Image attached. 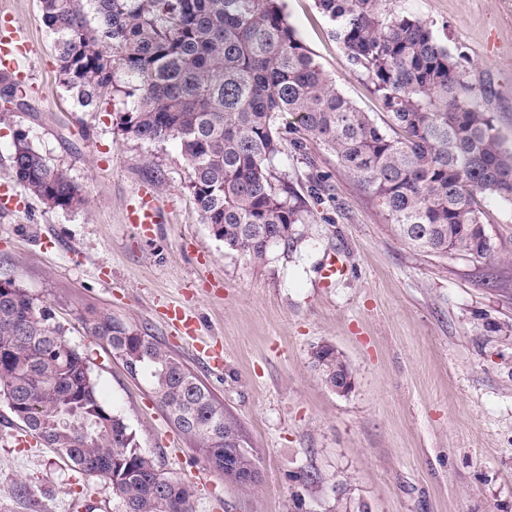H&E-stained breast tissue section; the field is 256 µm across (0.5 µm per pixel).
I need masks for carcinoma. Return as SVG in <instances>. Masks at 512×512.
<instances>
[{
	"instance_id": "1",
	"label": "carcinoma",
	"mask_w": 512,
	"mask_h": 512,
	"mask_svg": "<svg viewBox=\"0 0 512 512\" xmlns=\"http://www.w3.org/2000/svg\"><path fill=\"white\" fill-rule=\"evenodd\" d=\"M386 0H315L333 25L351 69L387 115L379 125L341 93L288 22L284 0H40L55 35L62 86L85 112L120 92L126 137L174 143L189 172L186 189L224 247L255 261L302 239L308 200L277 176L284 144L306 138L335 155L374 199L398 235L436 257L484 259L493 242L479 199L512 207V144L497 127L472 63L419 17ZM123 79H117V74ZM12 168L18 185L48 208L85 202L66 170L19 130ZM91 333L133 376L144 377L175 427L224 476L251 488L257 455L212 392L152 337L92 313ZM325 382L336 381V348L314 352ZM42 444L99 478L119 512H192L187 484L161 473L123 417L101 399L86 358L53 309L10 279L0 280V398Z\"/></svg>"
}]
</instances>
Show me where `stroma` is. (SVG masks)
<instances>
[{"label": "stroma", "instance_id": "1", "mask_svg": "<svg viewBox=\"0 0 512 512\" xmlns=\"http://www.w3.org/2000/svg\"><path fill=\"white\" fill-rule=\"evenodd\" d=\"M386 6L426 21L474 61L471 78L490 85L489 108L512 143V0ZM0 11L33 45L21 65L23 103H0V185L17 200L16 210L0 211V279L54 310L141 451L189 485L192 512H512L511 207L481 203L490 257L420 253L312 141L308 159L286 151L275 167L298 184L327 175L322 201L311 205L296 249L275 246L253 261L203 223L172 144L123 135V94L94 112L73 104L39 0H0ZM286 13L338 89L382 120L314 0H286ZM19 130L84 190V207L47 208L15 182ZM142 190L161 213L147 230L126 221ZM331 255L346 274L329 283L321 269ZM175 302L196 317L197 339L168 325L164 308ZM91 309L153 336L212 390L258 453L256 486L224 478L176 431L147 380L88 333ZM201 340L222 350V370L211 371ZM325 343L349 368L347 394L312 367L313 349ZM24 429L0 402V512H115L99 479L49 449L31 455L16 446L11 435Z\"/></svg>", "mask_w": 512, "mask_h": 512}]
</instances>
